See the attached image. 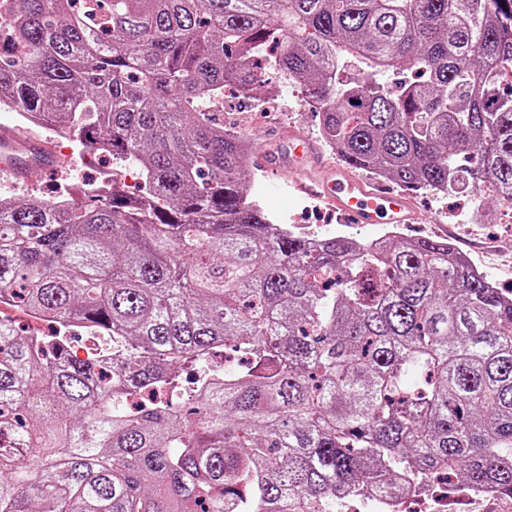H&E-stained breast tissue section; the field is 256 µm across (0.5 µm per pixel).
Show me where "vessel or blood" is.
<instances>
[{"instance_id":"vessel-or-blood-1","label":"vessel or blood","mask_w":512,"mask_h":512,"mask_svg":"<svg viewBox=\"0 0 512 512\" xmlns=\"http://www.w3.org/2000/svg\"><path fill=\"white\" fill-rule=\"evenodd\" d=\"M293 145L320 162L324 170L319 179L293 178L294 189L322 200L335 211L339 222L373 226L424 222V215L407 193L370 182L342 165L323 161L320 151L309 139L294 136ZM0 150L26 156L23 165L12 164L4 169L9 178L17 181L31 179L36 171L50 167L56 161L51 145L36 138L7 135L0 138ZM253 162L275 178L288 169L282 158L263 145L255 147Z\"/></svg>"}]
</instances>
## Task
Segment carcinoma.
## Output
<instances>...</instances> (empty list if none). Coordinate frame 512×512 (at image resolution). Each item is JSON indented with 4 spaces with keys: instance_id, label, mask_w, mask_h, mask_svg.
Segmentation results:
<instances>
[{
    "instance_id": "cac0c4a2",
    "label": "carcinoma",
    "mask_w": 512,
    "mask_h": 512,
    "mask_svg": "<svg viewBox=\"0 0 512 512\" xmlns=\"http://www.w3.org/2000/svg\"><path fill=\"white\" fill-rule=\"evenodd\" d=\"M12 3L0 107L146 193L0 202V303L112 334L109 377L0 319V512H336L443 473L512 495V300L445 239L271 233L222 111L273 69L346 164L512 189V0ZM403 69L425 80L394 94Z\"/></svg>"
}]
</instances>
